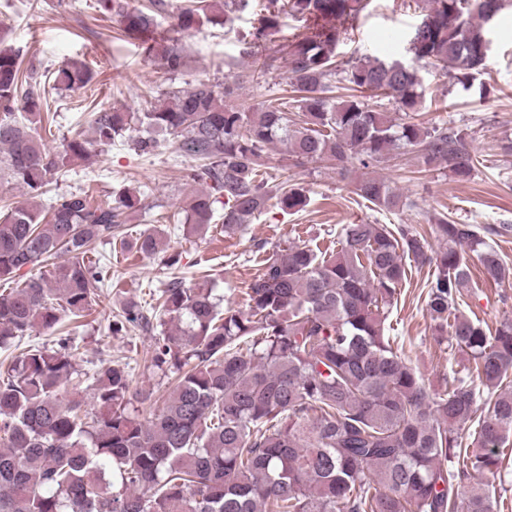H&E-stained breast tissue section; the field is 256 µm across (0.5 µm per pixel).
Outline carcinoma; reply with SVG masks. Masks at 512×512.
Masks as SVG:
<instances>
[{
	"label": "carcinoma",
	"mask_w": 512,
	"mask_h": 512,
	"mask_svg": "<svg viewBox=\"0 0 512 512\" xmlns=\"http://www.w3.org/2000/svg\"><path fill=\"white\" fill-rule=\"evenodd\" d=\"M250 0H187L169 15L172 36L159 57L169 74L185 67L180 36L222 26ZM371 0H267L245 50V78L276 68L261 50L265 38L292 16L305 31L285 44L291 94L255 107L237 101L239 83L198 80L139 112H90L96 143L110 145L134 127L170 137L172 153L197 162L188 180L201 183L180 208L184 231L211 228L216 205L224 233L234 234L263 213L272 198L284 211L305 206L304 189L271 185L261 167L280 144L297 165L330 163L343 179L404 148L414 159L466 180L477 158L466 133L416 121L424 96L421 71L452 73L463 88L486 66L487 15L512 0H415L422 25L411 37L413 63L337 52L340 30L358 21ZM145 54L165 14L164 0L140 9L127 0H98ZM52 88L85 87L82 61L54 71ZM348 91L344 96L336 90ZM46 83L24 70L17 54L0 50V171L28 198L67 177L87 158L91 142L77 134L48 149L37 135ZM388 99L394 113L366 99ZM354 193L374 207L404 206L381 178L360 176ZM118 205L85 191L58 193L48 209L22 203L0 211V348L37 329L60 330L85 316L111 268L87 261L91 245L110 244L137 191L120 188ZM512 226L480 228L441 217L425 235L404 224H346L340 248L258 246L259 268L245 288L246 309L221 307L206 281L187 287L173 277L149 312L128 302L109 324L162 327L150 363L176 380L162 407L140 417L130 406L151 399L131 386L127 365L90 373L76 362V345L60 336L13 358L0 379V512H498L477 475L502 467L512 441V319L495 331L458 309L472 279L468 256L486 281L512 269L487 236ZM440 242L429 250L427 236ZM165 231L149 228L134 240L147 256L166 252ZM427 265V311L438 340L465 356V374L430 393L394 348L387 321L407 279L406 259ZM51 263L46 274L19 279L26 267ZM91 381L93 409H82Z\"/></svg>",
	"instance_id": "carcinoma-1"
}]
</instances>
